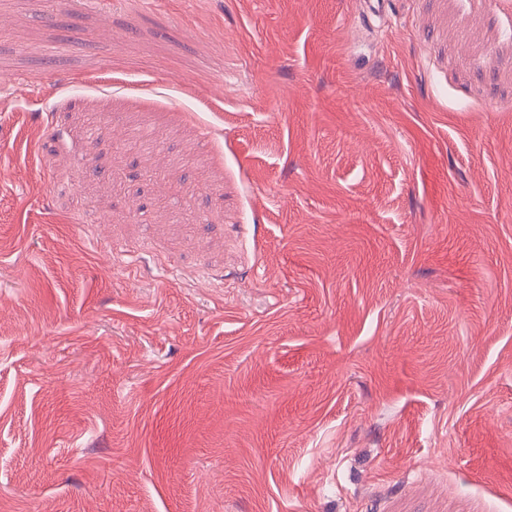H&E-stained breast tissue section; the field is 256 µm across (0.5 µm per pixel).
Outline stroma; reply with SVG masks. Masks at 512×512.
Returning a JSON list of instances; mask_svg holds the SVG:
<instances>
[{"label": "stroma", "mask_w": 512, "mask_h": 512, "mask_svg": "<svg viewBox=\"0 0 512 512\" xmlns=\"http://www.w3.org/2000/svg\"><path fill=\"white\" fill-rule=\"evenodd\" d=\"M0 512H512V0H0Z\"/></svg>", "instance_id": "35a3bbf8"}]
</instances>
